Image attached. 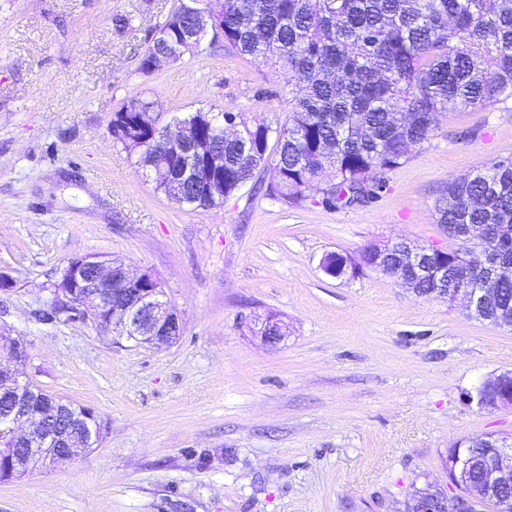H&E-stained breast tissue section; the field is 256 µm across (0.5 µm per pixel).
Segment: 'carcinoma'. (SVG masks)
Instances as JSON below:
<instances>
[{"instance_id":"carcinoma-1","label":"carcinoma","mask_w":512,"mask_h":512,"mask_svg":"<svg viewBox=\"0 0 512 512\" xmlns=\"http://www.w3.org/2000/svg\"><path fill=\"white\" fill-rule=\"evenodd\" d=\"M199 0H182L158 25L141 55L149 65L156 48L178 57L198 54L181 31L193 23ZM239 54L273 70L288 90L293 118L272 127L244 112H226L255 129L274 131L272 192L299 204L326 168L334 190L325 203L360 201L358 186L404 163L409 147L431 140L439 116L487 107L512 98V0H224V31L218 35ZM182 122L214 141L224 152V183L215 194L194 190L182 175L183 158H174L163 130L146 104L114 113L124 137L144 140L138 156L143 169L169 170L157 183L164 194L179 191L186 204L208 208L223 203L260 166L242 145L224 136L216 123ZM439 223L456 224L464 248L426 253L434 266L448 268V281L460 267L471 268L476 283L512 263V245L495 242L498 224H512V160L492 162L448 184L437 199ZM376 270L394 278L405 271L392 253ZM494 308L512 313V280L493 281Z\"/></svg>"}]
</instances>
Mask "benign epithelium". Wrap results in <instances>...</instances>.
<instances>
[{"label":"benign epithelium","mask_w":512,"mask_h":512,"mask_svg":"<svg viewBox=\"0 0 512 512\" xmlns=\"http://www.w3.org/2000/svg\"><path fill=\"white\" fill-rule=\"evenodd\" d=\"M223 0H203L194 18L196 34H218ZM169 145L185 147L195 166L189 173L199 188L207 190L224 172V155L215 151L209 140L192 136L190 127L176 125L175 130L163 131ZM401 265L411 276L401 279L408 288L431 274L420 260L422 250L407 242L398 243ZM383 248L369 246L360 259L331 252L321 261L323 272L333 278L354 274L367 266L365 254L381 252ZM440 296L453 302L463 297L469 311L476 315L491 296L488 289L480 290L467 284V276L460 273L456 288L439 289ZM50 309L62 312L76 321L91 322L104 331L139 345L171 344L179 338L182 320L178 311L166 300L160 279L150 271L136 272L122 262L96 255L71 258L61 270L52 291ZM259 333L264 341L276 344L286 331L269 317L261 322ZM6 355L14 364L26 361L24 341L9 339ZM6 395L5 411L8 417L0 421V473L10 477L38 465L75 455L80 450L96 448L101 442L104 424L93 410L73 409L67 405L36 401L39 391L17 370L0 365V395ZM481 409L512 408V373L498 375L481 384L470 397ZM473 461L459 455L448 467V485L454 493L441 500L446 512H482L481 502L469 491L467 473ZM480 468L486 488L495 492L512 484V448L500 445L480 458Z\"/></svg>","instance_id":"1"}]
</instances>
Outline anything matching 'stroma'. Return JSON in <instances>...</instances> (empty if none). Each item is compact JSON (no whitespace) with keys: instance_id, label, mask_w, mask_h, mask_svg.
Wrapping results in <instances>:
<instances>
[{"instance_id":"obj_1","label":"stroma","mask_w":512,"mask_h":512,"mask_svg":"<svg viewBox=\"0 0 512 512\" xmlns=\"http://www.w3.org/2000/svg\"><path fill=\"white\" fill-rule=\"evenodd\" d=\"M175 0H0V329L27 345L23 378L105 421L96 448L0 482V512H405L447 489L459 442L512 445V408L469 396L512 371V327L422 297L381 272L332 278L323 256L405 240L458 243L437 198L512 159V99L440 116L378 197L300 206L257 171L224 203L177 204L112 136L131 101L160 125L196 111L284 122L282 85L217 41L139 68ZM98 254L156 274L182 319L138 346L43 320L67 261ZM284 324L276 344L256 330Z\"/></svg>"}]
</instances>
